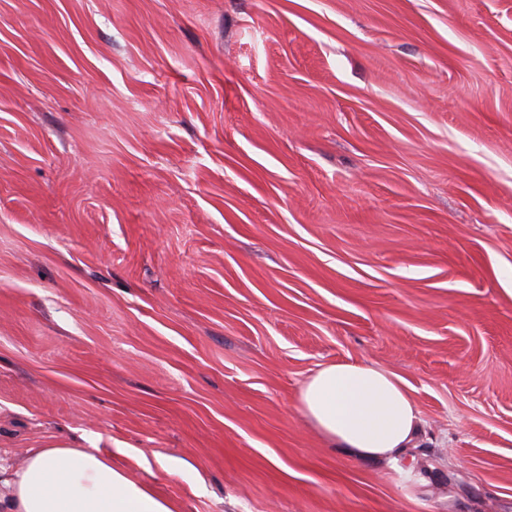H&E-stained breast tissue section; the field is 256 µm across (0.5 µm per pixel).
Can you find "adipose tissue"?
<instances>
[{
    "instance_id": "1",
    "label": "adipose tissue",
    "mask_w": 512,
    "mask_h": 512,
    "mask_svg": "<svg viewBox=\"0 0 512 512\" xmlns=\"http://www.w3.org/2000/svg\"><path fill=\"white\" fill-rule=\"evenodd\" d=\"M299 407L331 445L359 460H394L423 419L397 374L368 362L330 363L302 385ZM0 512H174L171 501L113 467L97 448L32 449L21 469L0 463Z\"/></svg>"
}]
</instances>
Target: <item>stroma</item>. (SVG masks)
<instances>
[{
  "mask_svg": "<svg viewBox=\"0 0 512 512\" xmlns=\"http://www.w3.org/2000/svg\"><path fill=\"white\" fill-rule=\"evenodd\" d=\"M399 374L396 461L319 366ZM177 512H512V0H0V451ZM298 403L326 441L359 460L397 459L423 431L403 379L360 360L321 366L303 383Z\"/></svg>",
  "mask_w": 512,
  "mask_h": 512,
  "instance_id": "35a3bbf8",
  "label": "stroma"
}]
</instances>
